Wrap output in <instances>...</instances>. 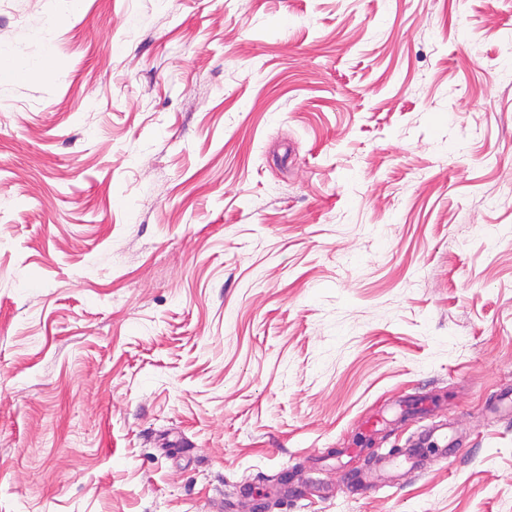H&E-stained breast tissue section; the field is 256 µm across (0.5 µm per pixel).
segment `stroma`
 <instances>
[{"mask_svg":"<svg viewBox=\"0 0 512 512\" xmlns=\"http://www.w3.org/2000/svg\"><path fill=\"white\" fill-rule=\"evenodd\" d=\"M60 11L0 0V512H512V0ZM402 461L394 454H389L379 464L374 473L358 474L353 480V490L357 495H365L376 485V483L388 478V472L398 468Z\"/></svg>","mask_w":512,"mask_h":512,"instance_id":"1","label":"stroma"}]
</instances>
